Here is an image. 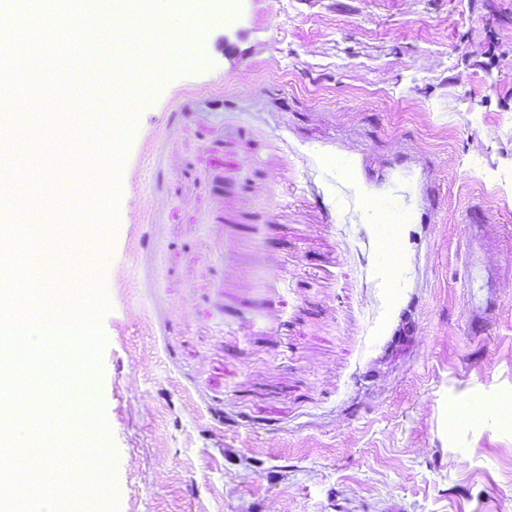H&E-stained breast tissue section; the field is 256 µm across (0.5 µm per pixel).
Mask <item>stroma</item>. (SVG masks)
<instances>
[{"mask_svg":"<svg viewBox=\"0 0 512 512\" xmlns=\"http://www.w3.org/2000/svg\"><path fill=\"white\" fill-rule=\"evenodd\" d=\"M126 138L48 293L108 305L118 512H512V0H228Z\"/></svg>","mask_w":512,"mask_h":512,"instance_id":"35a3bbf8","label":"stroma"}]
</instances>
